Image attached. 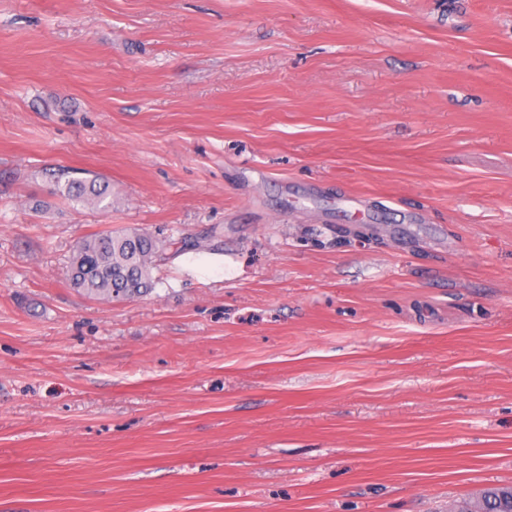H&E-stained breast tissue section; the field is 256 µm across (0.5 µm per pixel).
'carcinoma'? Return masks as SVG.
Listing matches in <instances>:
<instances>
[{
  "mask_svg": "<svg viewBox=\"0 0 512 512\" xmlns=\"http://www.w3.org/2000/svg\"><path fill=\"white\" fill-rule=\"evenodd\" d=\"M58 193L104 210L112 207L108 183L94 176L70 179ZM163 253L164 245L135 229L93 234L77 243L69 279L73 287L108 301L132 298L153 288L152 270ZM457 512H512V488H489Z\"/></svg>",
  "mask_w": 512,
  "mask_h": 512,
  "instance_id": "1",
  "label": "carcinoma"
}]
</instances>
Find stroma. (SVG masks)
I'll list each match as a JSON object with an SVG mask.
<instances>
[{"label": "stroma", "mask_w": 512, "mask_h": 512, "mask_svg": "<svg viewBox=\"0 0 512 512\" xmlns=\"http://www.w3.org/2000/svg\"><path fill=\"white\" fill-rule=\"evenodd\" d=\"M117 228L175 238L153 290L73 288L77 242ZM492 486L512 0H0V512H453ZM58 193L75 202L92 204L103 210L112 207V199L102 205L112 192L108 183L100 181L95 176L91 178L69 179L64 186L59 187Z\"/></svg>", "instance_id": "obj_1"}]
</instances>
